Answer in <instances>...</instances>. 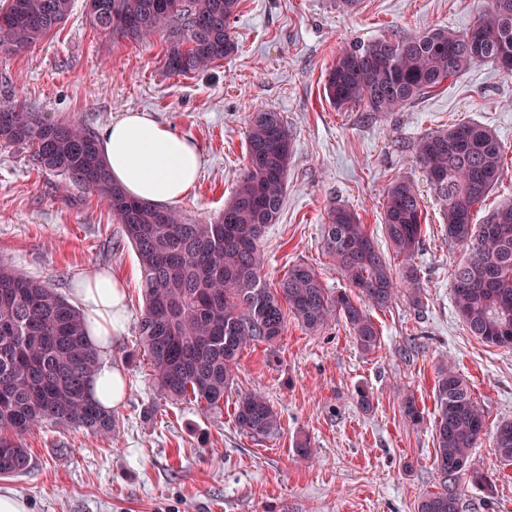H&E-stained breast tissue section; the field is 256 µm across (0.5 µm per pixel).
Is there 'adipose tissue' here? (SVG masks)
I'll return each instance as SVG.
<instances>
[{
    "instance_id": "adipose-tissue-1",
    "label": "adipose tissue",
    "mask_w": 512,
    "mask_h": 512,
    "mask_svg": "<svg viewBox=\"0 0 512 512\" xmlns=\"http://www.w3.org/2000/svg\"><path fill=\"white\" fill-rule=\"evenodd\" d=\"M98 140L113 183L128 196L171 204L197 180L198 148L146 113L128 112L112 120ZM73 294L84 314L87 336L100 354L87 393L109 411L126 393L122 370L111 360L112 346L124 335L128 320L126 291L118 279L100 271L80 279Z\"/></svg>"
}]
</instances>
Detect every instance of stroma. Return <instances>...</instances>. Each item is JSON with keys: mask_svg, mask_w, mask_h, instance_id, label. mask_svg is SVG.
Returning a JSON list of instances; mask_svg holds the SVG:
<instances>
[{"mask_svg": "<svg viewBox=\"0 0 512 512\" xmlns=\"http://www.w3.org/2000/svg\"><path fill=\"white\" fill-rule=\"evenodd\" d=\"M481 6L362 0L350 14L337 0H240L230 27L237 52L205 71L172 76L163 36L113 40L92 26L84 0H75L66 23L37 47L0 56V104L96 132L141 111L193 141L202 157L197 182L174 205L190 219H215L234 194L247 162L249 113L282 112L293 155L283 209L263 240L268 285L303 262L331 291L349 290L324 245L330 207L358 213L395 266L382 210L391 182H414L423 210L414 259L422 304L400 296L371 308L381 333L376 351H362L343 321L310 332L287 317L276 344L244 349L223 407L208 411L166 402L150 386L136 334L144 307L140 266L106 202L38 170L26 150L0 148V263L68 299L78 279L110 271L125 284L129 314L112 347L126 381L112 433L35 428L22 438L30 470L0 477V490L22 496L29 512H417L421 497L439 489L435 384L447 361L468 381L486 419L471 464L491 485L461 483L463 512H512V463L493 445L497 426L512 420V349L482 343L458 315L450 282L463 251L449 242L444 207L414 161L423 136L481 123L503 144L505 164L497 187L476 206L475 223L512 198V75L475 65L394 112L339 109L323 91L340 47L436 27L463 32ZM362 389L372 400L367 412L357 403ZM243 391L261 392L275 406L279 433L257 440L237 427ZM407 393L422 413L419 423L401 409ZM304 439L306 458L295 448Z\"/></svg>", "mask_w": 512, "mask_h": 512, "instance_id": "obj_1", "label": "stroma"}]
</instances>
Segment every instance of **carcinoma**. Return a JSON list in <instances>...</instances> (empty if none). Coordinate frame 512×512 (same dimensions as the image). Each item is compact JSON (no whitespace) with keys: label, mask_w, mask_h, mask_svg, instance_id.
Instances as JSON below:
<instances>
[{"label":"carcinoma","mask_w":512,"mask_h":512,"mask_svg":"<svg viewBox=\"0 0 512 512\" xmlns=\"http://www.w3.org/2000/svg\"><path fill=\"white\" fill-rule=\"evenodd\" d=\"M94 2L90 20L107 35L142 42L165 34V67L174 76L203 71L236 50L230 20L240 0ZM70 11L71 0H7L0 8V54L36 46ZM479 63L512 75V0H485L465 32L433 28L344 47L330 66L324 93L338 108L363 104L368 112H394ZM14 146L26 149L37 168L105 200L122 224L141 269L145 305L137 334L151 361L152 386L166 400L221 408L242 350L275 344L287 311L310 331L338 317L370 352L379 347L380 333L367 305L388 306L400 285L410 304H422L413 263L422 241V201L414 184L402 179L388 188L383 205L387 238L402 258L398 269L357 214L334 206L324 224L325 245L358 298L331 294L320 274L302 263L289 268L278 287H267L261 242L279 219L293 152L288 123L275 110L249 114L247 164L214 221L128 197L112 183L97 135L87 127L0 106V147ZM504 154L492 132L473 121L428 134L415 149L446 208L448 241L466 249L452 273L455 306L471 335L511 348L512 199L483 223H472L474 207L502 177ZM98 363L79 309L43 282L0 264V475L29 471L31 456L21 438L36 425L112 431V412L86 391ZM436 393L433 446L440 491L424 496L418 512H461V480L490 482L470 465L484 414L467 381L450 367L441 370ZM235 421L254 439L281 428L275 407L252 392L238 395ZM494 447L503 461H512V421L497 427Z\"/></svg>","instance_id":"cac0c4a2"}]
</instances>
